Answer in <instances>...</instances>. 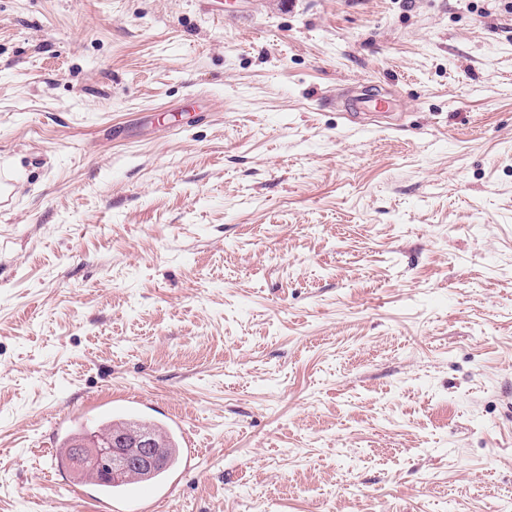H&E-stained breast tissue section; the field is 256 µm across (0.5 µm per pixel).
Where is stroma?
I'll use <instances>...</instances> for the list:
<instances>
[{"instance_id": "35a3bbf8", "label": "stroma", "mask_w": 512, "mask_h": 512, "mask_svg": "<svg viewBox=\"0 0 512 512\" xmlns=\"http://www.w3.org/2000/svg\"><path fill=\"white\" fill-rule=\"evenodd\" d=\"M0 184V512L136 394L152 512H512L501 0H0Z\"/></svg>"}]
</instances>
